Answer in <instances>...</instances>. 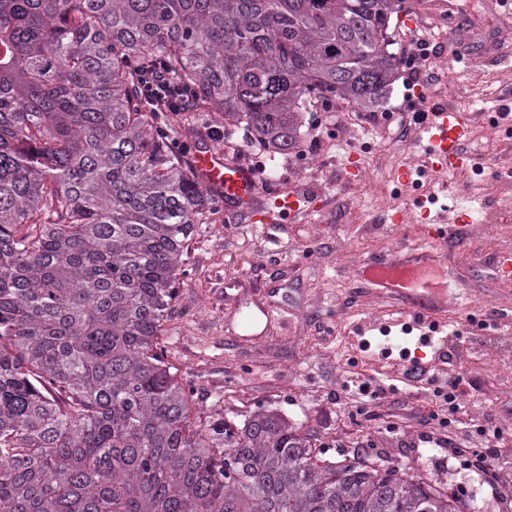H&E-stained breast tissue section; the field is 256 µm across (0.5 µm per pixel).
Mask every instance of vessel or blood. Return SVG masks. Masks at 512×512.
Here are the masks:
<instances>
[{
    "instance_id": "obj_1",
    "label": "vessel or blood",
    "mask_w": 512,
    "mask_h": 512,
    "mask_svg": "<svg viewBox=\"0 0 512 512\" xmlns=\"http://www.w3.org/2000/svg\"><path fill=\"white\" fill-rule=\"evenodd\" d=\"M425 112L419 146L427 159V170L452 176L463 169L478 168L479 158L464 148L473 123L472 114L445 103L427 104ZM194 164L205 184L223 194L225 203L237 206L250 204L262 192L258 176L250 167L211 147H200L194 156ZM427 170L401 166L398 170L401 189H418ZM314 204L312 195L302 188L275 198L280 215L288 217L296 216ZM420 275V270L395 259L379 262L364 272L365 278L376 287H405L407 309L414 314L427 312L430 299L443 298L448 294L444 287L431 288L426 294L413 289L412 284Z\"/></svg>"
}]
</instances>
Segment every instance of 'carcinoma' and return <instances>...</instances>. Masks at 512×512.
<instances>
[{
  "label": "carcinoma",
  "instance_id": "carcinoma-1",
  "mask_svg": "<svg viewBox=\"0 0 512 512\" xmlns=\"http://www.w3.org/2000/svg\"><path fill=\"white\" fill-rule=\"evenodd\" d=\"M408 0H0V512H464L271 410L191 420L165 362L214 203L138 71L268 155L305 113L385 110Z\"/></svg>",
  "mask_w": 512,
  "mask_h": 512
}]
</instances>
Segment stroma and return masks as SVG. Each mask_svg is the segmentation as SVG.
<instances>
[{
	"mask_svg": "<svg viewBox=\"0 0 512 512\" xmlns=\"http://www.w3.org/2000/svg\"><path fill=\"white\" fill-rule=\"evenodd\" d=\"M459 9L431 26L432 52L426 67L435 76L427 92L451 85L463 109L494 120L512 89V62H494L492 47L512 49V13H485L487 0H458ZM407 70L393 84L389 107L378 120L337 108L320 113L318 146L305 156L264 157L263 186L281 192L303 187L328 200L325 210L269 224L252 221L254 207L274 210L260 196L255 206L218 207L196 224L184 253L186 271L178 288L176 313L160 346L181 383L194 391L197 421L243 420L251 412L275 411L302 427L325 457L361 455L383 459L411 476L429 478L473 512H512V447L496 464L495 482L466 469L447 448L420 445L428 420L432 384L405 379L408 365L380 357L381 347L407 349L430 374H461L466 384L464 427L493 421L512 435V278L500 277L498 257L512 251V135L496 122V139L473 132L467 151L480 155L484 169L467 175L429 173L435 209L448 201L472 199L473 223L429 238L417 221L413 194L400 192L395 174L402 165L425 164L419 142L404 137L402 115L412 113ZM175 141L196 149L212 145L244 164L254 149L242 136L224 140L222 116L214 112L168 113ZM361 158L375 191L345 176L349 153ZM315 165H308V156ZM404 210L405 224L386 218ZM399 259L431 268L448 284L446 300L433 303L437 325L433 345L405 332L408 319L402 294L374 288L361 272L368 262ZM493 305L473 309L476 296ZM262 299L277 318L269 336L251 339L237 324L241 312ZM393 393L370 404L343 386L350 372Z\"/></svg>",
	"mask_w": 512,
	"mask_h": 512,
	"instance_id": "1",
	"label": "stroma"
}]
</instances>
